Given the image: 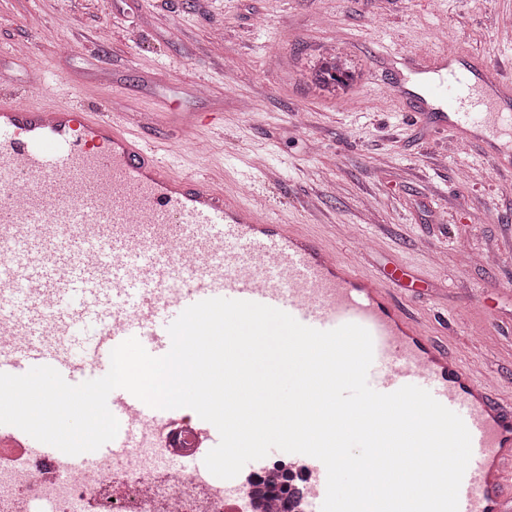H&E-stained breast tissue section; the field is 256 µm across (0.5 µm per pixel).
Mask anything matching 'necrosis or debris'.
I'll use <instances>...</instances> for the list:
<instances>
[{
	"instance_id": "1",
	"label": "necrosis or debris",
	"mask_w": 512,
	"mask_h": 512,
	"mask_svg": "<svg viewBox=\"0 0 512 512\" xmlns=\"http://www.w3.org/2000/svg\"><path fill=\"white\" fill-rule=\"evenodd\" d=\"M162 459V449L144 440L89 475L17 448L0 458V512H253L252 498L230 503L223 485L204 484L197 473L158 478Z\"/></svg>"
}]
</instances>
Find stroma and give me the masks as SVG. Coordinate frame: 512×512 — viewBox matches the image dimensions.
<instances>
[{
    "mask_svg": "<svg viewBox=\"0 0 512 512\" xmlns=\"http://www.w3.org/2000/svg\"><path fill=\"white\" fill-rule=\"evenodd\" d=\"M16 44L22 86L42 69L57 92L94 90V109L167 100L161 137L175 113L210 116L178 171L240 183L242 204L363 271L404 267L405 304L512 398V165L494 167L484 137L460 148L421 106L443 46L512 60V0H0V58ZM335 51L354 78L329 93L311 72ZM176 72L208 95L176 92Z\"/></svg>",
    "mask_w": 512,
    "mask_h": 512,
    "instance_id": "stroma-1",
    "label": "stroma"
}]
</instances>
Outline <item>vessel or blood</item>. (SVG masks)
Here are the masks:
<instances>
[{"instance_id":"obj_1","label":"vessel or blood","mask_w":512,"mask_h":512,"mask_svg":"<svg viewBox=\"0 0 512 512\" xmlns=\"http://www.w3.org/2000/svg\"><path fill=\"white\" fill-rule=\"evenodd\" d=\"M10 85L0 79V373L47 365L77 385L107 374L112 349L131 337L150 355H165L169 325L210 298L268 305L318 330L354 323L372 336V389L418 386L468 428L459 512H512V402L403 303L402 269L379 277L349 266L294 225L240 205L223 183L175 170L187 131L206 125L197 113H178L176 139L162 152L144 136L157 113L89 111L77 103L81 91L60 100L47 79L35 94L10 93ZM504 88L497 79L478 91L448 64L429 90L443 103L442 122L493 130L507 120L491 109ZM107 404L120 424L116 438L69 456L73 469L124 456L143 425L155 426L165 444L182 426L179 410L150 407L123 389ZM195 434L181 455L192 471L219 442L207 421ZM0 447L61 456L12 425L0 424ZM295 460L306 478L303 512H321L326 468L307 455Z\"/></svg>"}]
</instances>
